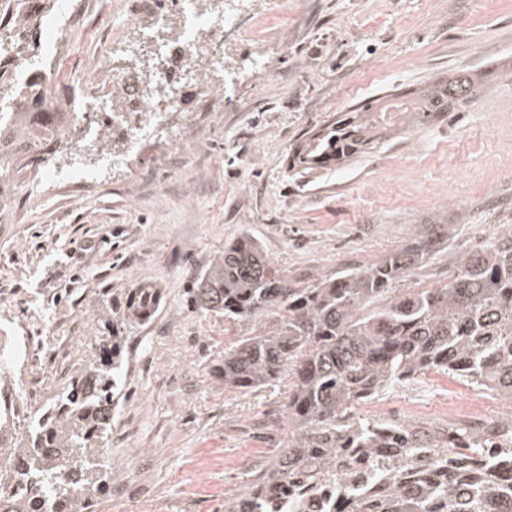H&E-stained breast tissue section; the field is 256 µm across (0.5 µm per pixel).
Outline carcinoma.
I'll list each match as a JSON object with an SVG mask.
<instances>
[{"label":"carcinoma","mask_w":512,"mask_h":512,"mask_svg":"<svg viewBox=\"0 0 512 512\" xmlns=\"http://www.w3.org/2000/svg\"><path fill=\"white\" fill-rule=\"evenodd\" d=\"M26 2L0 0V30L29 22ZM9 69L0 61V92L17 99L20 115L43 108L44 102L11 83ZM478 87V78L461 71L353 109L299 146L290 167L300 174L339 167L383 143L390 110L405 126L428 125L464 107ZM56 150L34 124L15 134L0 127V167L26 171ZM435 228L434 237L418 239L382 263L320 279L310 288L290 287L260 243L245 235L224 247L199 279L193 297L201 313H222L241 327L258 317L274 318L267 331L252 329L224 350V390L247 392L289 378L288 442L252 471L255 480L224 512H262L267 493L300 473L337 466L348 448L375 468L373 481L385 489L372 505L352 496L349 512H512V489L492 474L473 478L462 464L438 468L458 457L462 446L473 454L488 452L501 429L512 434V417L495 419L482 431L459 429L450 441L441 426L355 416L358 405L431 372L512 403V225L479 250L455 257L454 275L444 287L395 294L392 285L448 236V225ZM158 302L152 289L132 288L123 310L108 316H118V326L141 324ZM123 340L115 329L98 337L100 359L74 374L56 402L30 421L24 443L1 442L10 423L0 415V512H84L96 501L108 476ZM382 448L397 464L412 460L420 448L430 452L431 463L419 471L420 482L405 487L375 462ZM36 488L46 505L28 495Z\"/></svg>","instance_id":"1"}]
</instances>
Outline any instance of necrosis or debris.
<instances>
[{
    "label": "necrosis or debris",
    "instance_id": "obj_1",
    "mask_svg": "<svg viewBox=\"0 0 512 512\" xmlns=\"http://www.w3.org/2000/svg\"><path fill=\"white\" fill-rule=\"evenodd\" d=\"M240 8L239 0H226L224 15L219 18L209 13L201 0H173L172 9L155 8L144 15L128 16L126 22L134 26L136 39L127 43L125 50L135 55L149 52L155 70L148 73L133 65L114 72L109 54L97 56L93 70L110 72L113 86L125 96L123 106L118 107L95 92L96 82L88 77L80 81L83 94L76 102L57 101L55 73L68 45L73 12L69 0H31L35 23L12 28L7 34L9 40L29 45L26 60L13 61L12 75L14 80L37 86L44 100L53 102L56 115L51 126L72 159L70 165L61 168H35L33 182L45 192L92 186L94 173L82 163L85 140L97 136L89 113L111 112L110 123L118 132L114 148L98 160L102 167H124L128 157L141 151L148 140L165 138L173 118L186 113L175 71L185 70L189 63L205 56L211 64L223 65L224 31L235 24ZM339 482L340 473L333 469L313 480L300 476L293 488L271 493L268 504L272 512H286L289 500L294 499L301 512H344L345 497L336 491Z\"/></svg>",
    "mask_w": 512,
    "mask_h": 512
}]
</instances>
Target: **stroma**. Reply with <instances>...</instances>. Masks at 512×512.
Returning a JSON list of instances; mask_svg holds the SVG:
<instances>
[{"instance_id": "35a3bbf8", "label": "stroma", "mask_w": 512, "mask_h": 512, "mask_svg": "<svg viewBox=\"0 0 512 512\" xmlns=\"http://www.w3.org/2000/svg\"><path fill=\"white\" fill-rule=\"evenodd\" d=\"M134 3L161 0H81L60 96ZM224 62L216 81L237 82L223 111L146 146L130 173L104 172L82 194L30 184L0 209L12 437L97 357L104 300L158 293L122 348L109 472L126 493L100 496L97 512H142L147 499L161 512H224L250 479L241 459L269 460L287 441V384L225 391L224 350L240 329L191 300L226 245L251 234L303 288L448 224L438 250L396 282L403 292L443 287L452 258L512 225V0H288L284 12L255 0L225 30ZM460 69L484 85L465 108L393 130L342 167L290 171L289 153L342 113Z\"/></svg>"}]
</instances>
